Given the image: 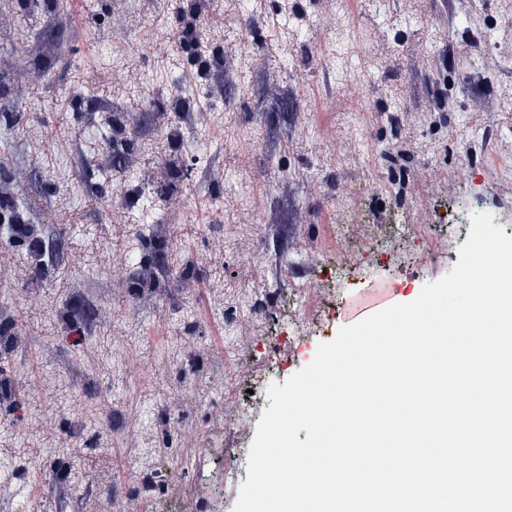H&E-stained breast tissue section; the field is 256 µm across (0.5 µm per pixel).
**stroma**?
<instances>
[{
    "mask_svg": "<svg viewBox=\"0 0 512 512\" xmlns=\"http://www.w3.org/2000/svg\"><path fill=\"white\" fill-rule=\"evenodd\" d=\"M24 3L0 0V185L26 199L52 274L40 279L26 249L0 244V319L17 321L10 378L25 393L0 427V512H23L33 497L48 512H147L157 493L192 499L194 512H233L248 478L237 462L256 429L238 436L227 424L249 384H281L309 364L348 325L354 300L376 302L375 287L391 303L413 301L469 237V225H435L452 243L422 262L428 242L384 221L394 195L357 203L350 187H372L379 172L405 184L410 224H434L452 205L512 206V184L485 172L481 156H512V112L499 109L512 98V53L480 38L512 20V0H383L360 12L353 0H313L288 27L276 0H213L202 22L224 65L206 94L177 55L169 0H46L33 16ZM29 28L36 37L23 38ZM176 80L188 93L158 123L139 95ZM115 113L161 153L95 150ZM206 131L222 150L138 223L140 189L170 181ZM463 136L476 154L459 152ZM396 147L411 160L391 171L382 154ZM357 205L372 218L348 225ZM346 232L369 250L313 298L310 334L245 312L222 320L231 296L283 313L286 295L324 277L318 251ZM145 233L194 257L199 277L181 278L166 258L136 264ZM380 241L400 261H382L370 248ZM142 274L150 287L130 295ZM228 349L246 353L245 368L226 362ZM163 446L176 473L158 487ZM55 448L63 475L31 488L14 461Z\"/></svg>",
    "mask_w": 512,
    "mask_h": 512,
    "instance_id": "35a3bbf8",
    "label": "stroma"
}]
</instances>
